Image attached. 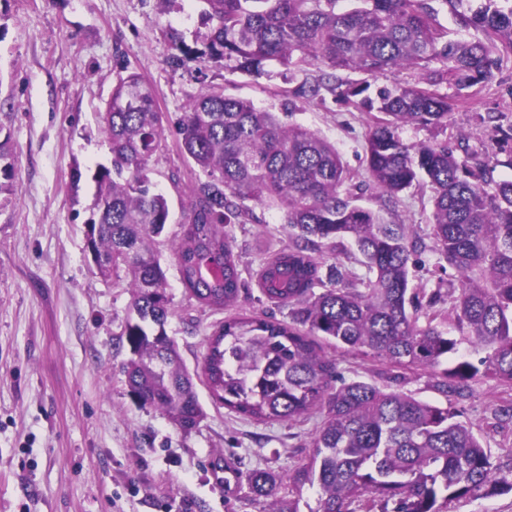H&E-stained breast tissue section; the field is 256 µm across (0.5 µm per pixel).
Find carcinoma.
Segmentation results:
<instances>
[{"label":"carcinoma","instance_id":"cac0c4a2","mask_svg":"<svg viewBox=\"0 0 512 512\" xmlns=\"http://www.w3.org/2000/svg\"><path fill=\"white\" fill-rule=\"evenodd\" d=\"M209 33L202 49L171 34L185 57L222 60L232 73L283 74L321 63L325 70L291 91L284 112L205 91L176 122L184 154L203 175L196 180L188 222L173 243L181 281L200 304L233 306L243 287L226 231L249 212L247 203L283 213L291 244L257 274L261 293L289 309V321L233 316L212 333L203 356L206 385L244 419L293 421L316 409L324 418L308 463L295 483L317 481V512H446L448 503L512 492V468L493 464L473 427L452 406L420 401L346 380L323 350L332 345L369 355L393 368L427 369L436 386L462 396L494 380L512 389V180L497 181L490 157L467 144L457 155L448 140V113L472 104L501 54H512V0H202ZM482 37L448 39L440 11ZM373 78L413 69L412 83L369 93L367 81L348 82L335 71ZM452 84L453 98L437 90ZM373 119L363 179L345 168L336 147L309 129L284 121L298 99L321 91ZM493 123L491 139L507 146L512 124ZM103 132L112 164L94 175L96 194L87 222V249L98 274L124 279L132 290L131 317L116 339L129 347L124 365L130 392L160 409L180 430L197 427L204 413L193 377L166 332L172 315L166 273L151 243L169 218L149 167L165 147L163 115L154 92L136 73L118 78ZM410 126L431 137L409 143ZM424 182L431 189L435 249L460 277L458 294L443 302L410 288L409 262L418 242L401 224H384L357 204L366 187L395 198ZM351 240L369 276L353 277L336 259ZM425 325H419V321ZM458 330L483 353L473 362L459 351ZM277 477L247 476L249 493L267 501L262 512H300L299 502L273 498Z\"/></svg>","mask_w":512,"mask_h":512}]
</instances>
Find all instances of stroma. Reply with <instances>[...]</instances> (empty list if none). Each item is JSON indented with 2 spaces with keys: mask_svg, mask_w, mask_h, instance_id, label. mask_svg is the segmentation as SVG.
<instances>
[{
  "mask_svg": "<svg viewBox=\"0 0 512 512\" xmlns=\"http://www.w3.org/2000/svg\"><path fill=\"white\" fill-rule=\"evenodd\" d=\"M203 8L202 0H0V124L10 134L15 167L11 193L0 195V512H259L243 479L256 469L278 475V496L298 499L300 512H316L318 485L297 486L290 477L312 453L321 411L290 422L244 420L211 396L201 374L207 339L227 316L287 320V308L257 285L263 259L290 242L282 212L255 203L244 223L229 225L244 286L225 311L189 295L170 242L188 220L195 182L173 126L189 101L221 90L277 112L285 91L320 68L256 78L220 61H180L170 35L202 48L209 32ZM131 72L153 87L168 123L166 146L150 163L170 208L154 250L167 277V332L205 414L188 433L130 394L123 373L130 352L116 349L115 338L131 291L101 277L86 246L93 174L112 161L98 114L118 75ZM479 98L478 110L450 112L448 142H486L495 179L512 180V153L499 151L479 121L490 113L512 123V57ZM291 120L333 143L348 168L363 175L369 116L327 92L298 102ZM361 203L386 223L408 225L420 242L409 263L412 288L457 291V272L435 250L429 187L392 200L369 188ZM334 358L345 379L387 387L391 369L378 359L340 351ZM404 376L402 390L416 399L449 401L431 371ZM508 398L512 390L482 380L449 401L504 468L512 467V425L497 428L494 413Z\"/></svg>",
  "mask_w": 512,
  "mask_h": 512,
  "instance_id": "35a3bbf8",
  "label": "stroma"
}]
</instances>
